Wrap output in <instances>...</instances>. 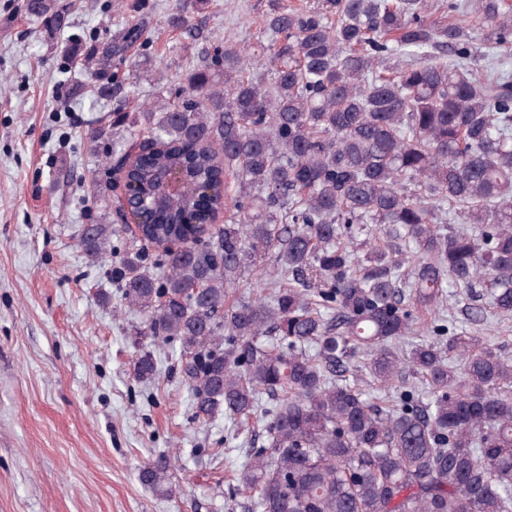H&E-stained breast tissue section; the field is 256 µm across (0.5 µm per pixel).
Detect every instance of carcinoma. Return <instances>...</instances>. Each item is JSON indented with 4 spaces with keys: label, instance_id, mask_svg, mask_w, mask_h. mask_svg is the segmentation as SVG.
I'll return each mask as SVG.
<instances>
[{
    "label": "carcinoma",
    "instance_id": "obj_1",
    "mask_svg": "<svg viewBox=\"0 0 512 512\" xmlns=\"http://www.w3.org/2000/svg\"><path fill=\"white\" fill-rule=\"evenodd\" d=\"M208 5L174 0L164 25L199 38ZM25 9L61 26L48 0ZM264 32L249 59L203 44L154 109L121 95L150 62L145 18L80 58L112 75V128L159 146L128 171L164 200L143 225L158 251L130 245L114 273L131 335L179 346L195 418L262 425L236 478L261 512H512V361L483 338L512 318V72L464 64L476 34L487 55L512 46V0H316ZM186 166L207 200L167 195L159 173ZM216 214L206 238L165 246ZM118 232L90 224L80 242L101 257ZM447 283L470 300L465 329L430 319ZM134 370L155 379V351ZM170 470L159 455L139 480L170 496Z\"/></svg>",
    "mask_w": 512,
    "mask_h": 512
}]
</instances>
